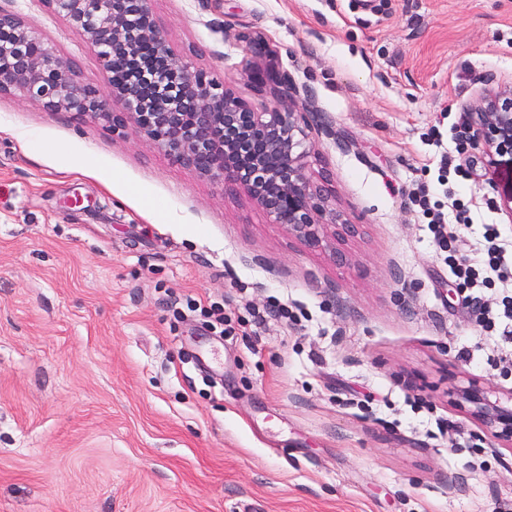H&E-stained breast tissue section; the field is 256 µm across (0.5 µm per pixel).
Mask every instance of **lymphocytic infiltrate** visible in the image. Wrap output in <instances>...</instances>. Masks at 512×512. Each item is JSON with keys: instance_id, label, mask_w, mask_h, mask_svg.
<instances>
[{"instance_id": "1", "label": "lymphocytic infiltrate", "mask_w": 512, "mask_h": 512, "mask_svg": "<svg viewBox=\"0 0 512 512\" xmlns=\"http://www.w3.org/2000/svg\"><path fill=\"white\" fill-rule=\"evenodd\" d=\"M410 200L427 218L433 246L465 292L482 335L496 347L497 363L512 365V249L499 226L485 225L479 246L468 255L461 251V238L470 224L464 205H456L450 217L432 206L426 193H412Z\"/></svg>"}]
</instances>
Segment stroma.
I'll use <instances>...</instances> for the list:
<instances>
[{
	"instance_id": "1",
	"label": "stroma",
	"mask_w": 512,
	"mask_h": 512,
	"mask_svg": "<svg viewBox=\"0 0 512 512\" xmlns=\"http://www.w3.org/2000/svg\"><path fill=\"white\" fill-rule=\"evenodd\" d=\"M175 51L254 107L263 34L350 143L311 165L357 234L339 266L143 133L0 96V512H512V449L453 406L512 374L460 360L479 328L410 199L512 238V162L459 151L464 107L512 87V0H151ZM106 89L46 0H0ZM297 321L246 318L268 300ZM223 308L228 331L207 316ZM475 435L452 447L440 423Z\"/></svg>"
}]
</instances>
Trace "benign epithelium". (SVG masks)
Returning a JSON list of instances; mask_svg holds the SVG:
<instances>
[{"label": "benign epithelium", "mask_w": 512, "mask_h": 512, "mask_svg": "<svg viewBox=\"0 0 512 512\" xmlns=\"http://www.w3.org/2000/svg\"><path fill=\"white\" fill-rule=\"evenodd\" d=\"M100 59L109 93L80 84L70 65L14 13L0 10V95L33 100L49 112H73L122 131L148 135L177 163L242 189L266 215L308 249L347 256L337 243L356 233L331 202L324 177L312 176L310 131L333 136L315 97L274 64L247 70L270 98L260 112L176 56L149 0H47ZM246 52L269 57L264 37L243 35ZM122 109L114 110L113 102ZM468 125L491 155L512 159V89L485 90L467 108ZM454 402L503 441L512 443V408L490 401L475 384L451 389Z\"/></svg>", "instance_id": "7a95c632"}]
</instances>
